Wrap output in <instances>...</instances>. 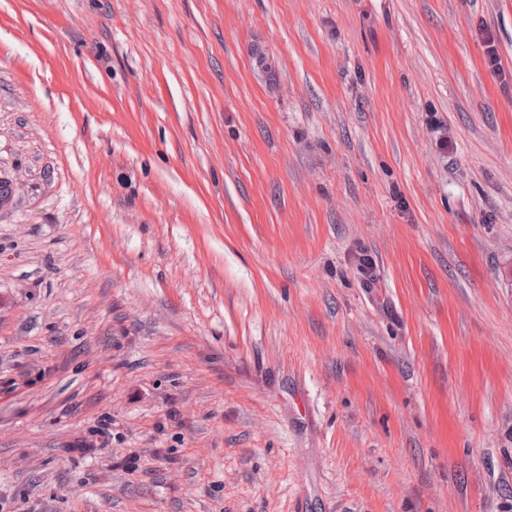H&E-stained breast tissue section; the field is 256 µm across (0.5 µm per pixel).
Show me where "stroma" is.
I'll return each instance as SVG.
<instances>
[{
	"label": "stroma",
	"instance_id": "obj_1",
	"mask_svg": "<svg viewBox=\"0 0 512 512\" xmlns=\"http://www.w3.org/2000/svg\"><path fill=\"white\" fill-rule=\"evenodd\" d=\"M55 494L512 512V0H0V502ZM95 443L93 441L85 443L82 448H71V453H78L80 456H85L87 454H92L94 457L97 455L100 456V458H105L104 465L109 468H118L122 467L125 471L133 472L136 471L139 467L138 461L140 460V455L137 452L131 451L129 454H126L122 458H117L114 455H106V448L105 447V441L103 440L100 444L99 448H95ZM106 462H109L110 465L106 464Z\"/></svg>",
	"mask_w": 512,
	"mask_h": 512
}]
</instances>
